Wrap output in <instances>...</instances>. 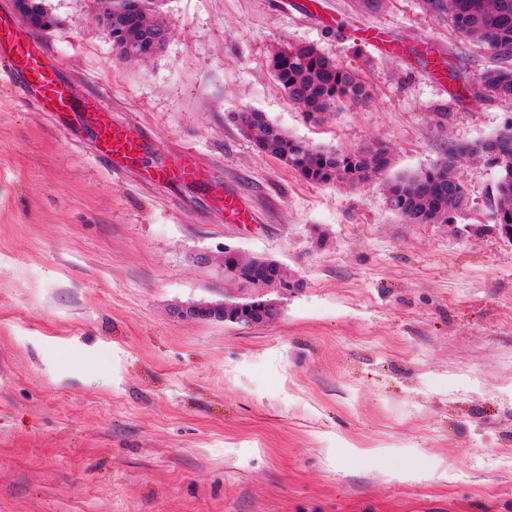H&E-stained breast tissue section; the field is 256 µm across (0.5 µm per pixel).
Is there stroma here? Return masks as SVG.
<instances>
[{"label":"stroma","instance_id":"1","mask_svg":"<svg viewBox=\"0 0 512 512\" xmlns=\"http://www.w3.org/2000/svg\"><path fill=\"white\" fill-rule=\"evenodd\" d=\"M160 0L163 44L122 58L91 0H42L38 38L65 75L151 139L192 150L209 185L112 175L86 129L0 84V512H512V240L495 228L500 168L461 167L453 224H408L384 179L315 183L234 121L352 152L384 178L512 126V100L461 99L496 60L421 0ZM376 27L412 53L360 41ZM313 44L367 98L309 120L271 70ZM431 44L436 57L419 56ZM241 195L257 221L230 224ZM297 285L241 288L224 250ZM271 321L206 309L252 297ZM250 301V302H243L238 304H247L256 302L253 304H248L242 307V305L239 306L238 312L231 317L230 319L224 317V310L223 312L220 310H213L208 311L207 313L209 315L218 316L220 318H224V321L230 320L231 323L237 324L243 328H250L259 324H264L267 321L271 320L275 317L277 314V306L273 302L270 301Z\"/></svg>","mask_w":512,"mask_h":512}]
</instances>
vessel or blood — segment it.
Segmentation results:
<instances>
[{
  "label": "vessel or blood",
  "mask_w": 512,
  "mask_h": 512,
  "mask_svg": "<svg viewBox=\"0 0 512 512\" xmlns=\"http://www.w3.org/2000/svg\"><path fill=\"white\" fill-rule=\"evenodd\" d=\"M361 38L381 55L399 57L404 53L403 47L381 30L366 29ZM0 74L15 87L23 102L67 123L92 128L94 154L113 175L125 173L149 150L147 138L133 133L129 121L113 116L101 96L86 93L76 81L64 75L60 62L45 45L29 35L16 17L3 8H0ZM142 174L154 186L205 181L202 164L188 150L166 153L161 163L144 167ZM221 205L227 222L254 223V215L242 196L224 195Z\"/></svg>",
  "instance_id": "vessel-or-blood-1"
}]
</instances>
